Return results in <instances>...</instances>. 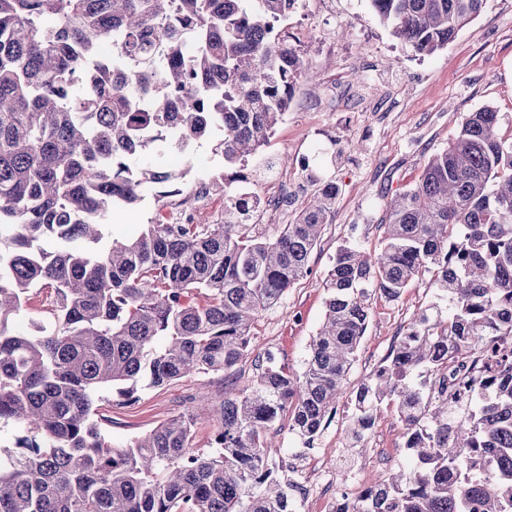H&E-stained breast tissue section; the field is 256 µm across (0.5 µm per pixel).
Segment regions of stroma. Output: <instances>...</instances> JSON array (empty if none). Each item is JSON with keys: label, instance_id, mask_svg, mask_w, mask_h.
<instances>
[{"label": "stroma", "instance_id": "35a3bbf8", "mask_svg": "<svg viewBox=\"0 0 512 512\" xmlns=\"http://www.w3.org/2000/svg\"><path fill=\"white\" fill-rule=\"evenodd\" d=\"M287 27L290 44L319 81H298L288 116L264 149L267 165L248 164L240 189L280 197L290 218L312 191L305 167L335 182L336 202L310 257L311 272L262 314L253 329L252 355L232 373L145 387L130 401L104 392L98 412L113 444L149 433L191 404L198 415V445L209 448L212 408L223 399L229 378L241 386L251 383L255 354L270 351L290 368L303 367L324 319L323 281L337 246L348 241L368 251L379 248L386 203L417 182L425 161L447 148L466 113L489 105L499 112L503 129L512 128V0H487L448 48L432 56L415 55L394 38L370 0H300ZM155 208L154 191L145 192L135 208L114 213L106 237L138 236ZM438 300L425 276L397 301L372 295L350 388L374 372L413 315ZM346 425V411L338 409L314 444L319 466L336 479L355 474L371 485L381 475L372 463L380 451L393 465L404 462L403 426L392 408L381 407L364 447H350Z\"/></svg>", "mask_w": 512, "mask_h": 512}]
</instances>
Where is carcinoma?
I'll use <instances>...</instances> for the list:
<instances>
[{"label":"carcinoma","mask_w":512,"mask_h":512,"mask_svg":"<svg viewBox=\"0 0 512 512\" xmlns=\"http://www.w3.org/2000/svg\"><path fill=\"white\" fill-rule=\"evenodd\" d=\"M487 0H371L393 37L420 56L443 50ZM299 0H0V423L26 435L0 448V512H297L295 484L270 460V430L310 450L346 397L375 292L390 301L427 274L448 308L429 305L395 336L350 397L359 445L388 402L407 464L346 512H512V134L499 112L466 113L418 183L392 199L381 250L345 242L324 279L325 319L303 369L271 352L256 379L225 386L215 449L196 446L186 408L118 448L94 420L112 388L163 387L230 372L259 316L310 272L336 199L318 173L306 204L268 235L214 175L197 195L224 196L209 224L159 215L133 240L104 241L113 213L146 185L159 208L183 172L143 165L169 128L183 150L205 138L243 168L315 78L282 27ZM195 35V50L183 37ZM54 328L7 330L32 288ZM165 336L168 344L156 345ZM470 363L484 382L458 409L447 380Z\"/></svg>","instance_id":"carcinoma-1"}]
</instances>
